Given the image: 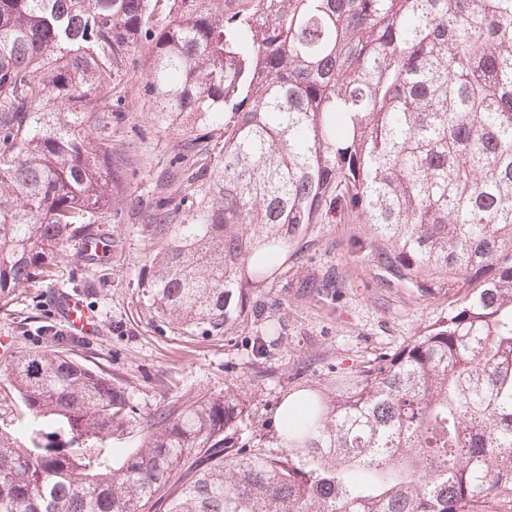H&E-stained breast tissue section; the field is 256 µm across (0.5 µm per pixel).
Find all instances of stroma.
<instances>
[{
    "instance_id": "35a3bbf8",
    "label": "stroma",
    "mask_w": 512,
    "mask_h": 512,
    "mask_svg": "<svg viewBox=\"0 0 512 512\" xmlns=\"http://www.w3.org/2000/svg\"><path fill=\"white\" fill-rule=\"evenodd\" d=\"M151 47L142 44L127 64L120 103L126 120L112 131L116 149L130 156L128 179L120 201L101 222L113 241L101 261L81 260L73 244L59 260L51 280L17 291L0 309V336L9 337V356L54 348L93 369L119 379L137 415L182 403L200 393L239 390L250 417L235 437L237 446L273 443L276 409L296 387L328 379L336 368L394 352L408 337L448 311L443 294L423 296L378 287L367 260L352 254L350 244L362 235L356 219L312 225L302 258L286 254L285 275L253 289L262 314L241 317L221 336H182L151 320L138 290L141 266L152 252L141 230L149 207L169 196L166 174L182 137L159 127L144 93ZM326 273L340 276L335 299L299 295L295 283ZM61 291L79 294L97 319L94 334L80 336L58 318L53 298ZM281 327L277 344L257 355L254 340L266 316Z\"/></svg>"
}]
</instances>
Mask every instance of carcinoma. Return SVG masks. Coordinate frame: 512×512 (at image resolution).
I'll use <instances>...</instances> for the list:
<instances>
[{
    "instance_id": "1",
    "label": "carcinoma",
    "mask_w": 512,
    "mask_h": 512,
    "mask_svg": "<svg viewBox=\"0 0 512 512\" xmlns=\"http://www.w3.org/2000/svg\"><path fill=\"white\" fill-rule=\"evenodd\" d=\"M144 41L154 119L205 180L146 215L153 318L227 332L279 255L350 215L378 286L447 288L448 313L298 390L271 447L235 446V390L141 419L110 374L22 353L0 512H512V0H0L1 303L116 203L112 94ZM133 431L115 467L95 448Z\"/></svg>"
}]
</instances>
